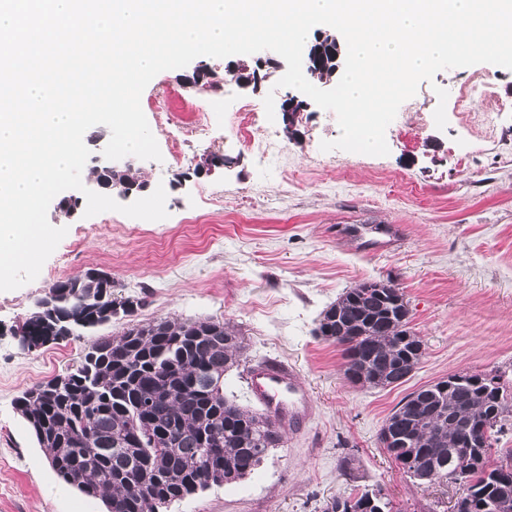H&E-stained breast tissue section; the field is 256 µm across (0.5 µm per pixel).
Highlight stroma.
I'll return each instance as SVG.
<instances>
[{
  "label": "stroma",
  "mask_w": 512,
  "mask_h": 512,
  "mask_svg": "<svg viewBox=\"0 0 512 512\" xmlns=\"http://www.w3.org/2000/svg\"><path fill=\"white\" fill-rule=\"evenodd\" d=\"M266 73L257 90L227 84L197 92L182 85L177 69L146 86L141 107L160 150L177 134L166 111L210 117L209 133L180 143L183 162L132 161L149 189L164 186L166 219L107 211L63 222L49 209L50 224L67 226L66 236L36 280L0 292V512H107L101 498L62 486L15 406L23 390L75 367L91 344V337L70 336L29 351L16 336L53 282L89 269L111 274L116 296L146 299L100 335L165 317L226 321L245 347L243 365L224 375L227 397L258 410L247 367L277 359L296 367L313 398L308 429L285 437L254 472L164 512H324L333 498L364 490L397 512H454L462 484H430L405 472L379 434L406 395L448 374L512 378V69L477 64L421 82L386 130L385 156L321 151L340 129L334 113L314 104L294 128L267 120L265 96L279 100L287 91L277 85L281 69ZM479 75L490 76L494 96L459 104L460 89ZM438 86L448 92L442 130L434 121ZM241 100L256 112L255 134L278 133L279 154L262 161L241 145L234 115ZM422 123L427 135L411 136ZM212 155L223 166L195 176ZM354 224L399 225L403 242L364 254L344 232ZM365 280L400 289L425 344L409 380L394 388L350 384L340 346L317 331L322 310Z\"/></svg>",
  "instance_id": "35a3bbf8"
}]
</instances>
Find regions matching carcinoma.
Here are the masks:
<instances>
[{"mask_svg": "<svg viewBox=\"0 0 512 512\" xmlns=\"http://www.w3.org/2000/svg\"><path fill=\"white\" fill-rule=\"evenodd\" d=\"M341 42L325 30L309 42L305 72L321 82L336 77ZM133 302L112 293V280L90 271L59 280L35 302L17 331L22 347L80 336L112 323ZM318 331L342 347L344 374L363 388L398 386L420 363L424 342L409 327L404 295L391 282L368 280L346 289L320 315ZM243 361L240 333L228 322L159 319L120 336H99L79 364L24 390L16 408L57 477L105 500L108 512H159L204 490L233 483L261 462L254 450L276 448L283 432L224 397V373ZM502 376L440 380L402 401L382 430L386 453L430 483L465 484V512L512 509V449L491 463L512 415ZM483 428L474 455L452 453L458 423ZM209 448L220 449L216 460ZM508 509L496 510L498 504ZM367 491L330 501L324 512H392Z\"/></svg>", "mask_w": 512, "mask_h": 512, "instance_id": "obj_1", "label": "carcinoma"}]
</instances>
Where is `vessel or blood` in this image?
I'll return each instance as SVG.
<instances>
[{
    "instance_id": "vessel-or-blood-1",
    "label": "vessel or blood",
    "mask_w": 512,
    "mask_h": 512,
    "mask_svg": "<svg viewBox=\"0 0 512 512\" xmlns=\"http://www.w3.org/2000/svg\"><path fill=\"white\" fill-rule=\"evenodd\" d=\"M350 237L360 240L367 254H378L398 246L400 229L395 225H352ZM249 391L252 398L275 420L298 432L307 427L314 415V404L308 388L295 369L270 359L249 368Z\"/></svg>"
}]
</instances>
